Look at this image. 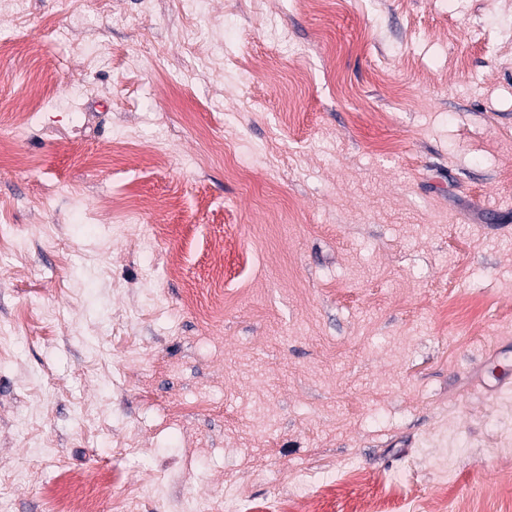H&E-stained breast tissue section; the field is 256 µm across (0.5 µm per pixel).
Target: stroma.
Here are the masks:
<instances>
[{
	"label": "stroma",
	"mask_w": 512,
	"mask_h": 512,
	"mask_svg": "<svg viewBox=\"0 0 512 512\" xmlns=\"http://www.w3.org/2000/svg\"><path fill=\"white\" fill-rule=\"evenodd\" d=\"M182 3L0 8V512H48L59 462L144 512L343 469L324 512L382 480L512 512V0ZM203 130L267 164L201 163Z\"/></svg>",
	"instance_id": "1"
}]
</instances>
